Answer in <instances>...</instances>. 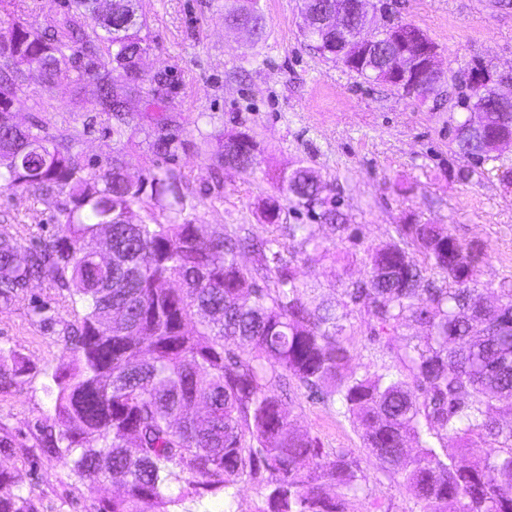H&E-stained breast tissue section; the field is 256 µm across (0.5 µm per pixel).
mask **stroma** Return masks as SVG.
<instances>
[{
  "instance_id": "1",
  "label": "stroma",
  "mask_w": 512,
  "mask_h": 512,
  "mask_svg": "<svg viewBox=\"0 0 512 512\" xmlns=\"http://www.w3.org/2000/svg\"><path fill=\"white\" fill-rule=\"evenodd\" d=\"M69 0H24L21 20L32 32L49 34L68 12ZM147 16L144 70L161 75L164 87L140 83L128 98L123 136L96 101L102 73L80 75L74 67L57 73L49 86L16 85L11 111L17 123L41 122L63 136L80 162L104 167L120 157L131 178L167 169L181 173L185 220L221 233L245 225L257 238L282 236L285 225L314 224L326 256L298 262L300 282L318 300L343 315L356 373L378 370L383 356L371 340L367 316L353 310L347 286L367 274L366 251L390 241L395 227L410 220L443 224L462 244H481L487 254L480 276L488 303L512 287V147L480 174L463 181L456 153L455 77L468 64L512 66V7L495 0H395L401 20L423 30L438 46L445 74L424 99L401 96L393 87L364 82L342 64L312 50L300 31L301 0H260L265 36L251 44L245 32L225 28L224 0H141ZM245 132L259 148L253 174L219 167L226 134ZM172 140L170 152L158 139ZM317 171L336 188L356 242H341L329 226L306 210L287 211L278 224L264 223L262 204L275 194V176L297 165ZM67 197L0 187V234L38 240L65 219ZM75 314L50 284L37 281L26 296L0 307V348L24 357L31 370L22 383L0 392V426L13 436L10 456L0 466L13 476L12 489L33 494L39 512H97L101 501L121 494L123 484L107 479L95 490L70 472L63 458L34 452L42 429L56 428L44 391L62 362L64 337ZM288 422L298 433L327 448L358 457L367 474L355 512H413L414 500L397 475L383 473L370 455L361 424L337 406L310 399L305 389L288 395ZM260 490L240 483L231 495H209L188 512H255Z\"/></svg>"
}]
</instances>
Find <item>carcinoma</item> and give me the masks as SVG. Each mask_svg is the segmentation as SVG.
<instances>
[{
    "label": "carcinoma",
    "mask_w": 512,
    "mask_h": 512,
    "mask_svg": "<svg viewBox=\"0 0 512 512\" xmlns=\"http://www.w3.org/2000/svg\"><path fill=\"white\" fill-rule=\"evenodd\" d=\"M83 14L65 19L66 35L12 28L0 47V182L7 189L66 194L64 223L27 246L0 235V304L24 297L42 279L81 310L65 336L64 360L45 386L58 431H43L38 447L63 457L71 473L93 490L121 478L124 491L100 512H178L185 501L226 493L247 480L264 490L256 512H349L367 475L351 455L324 447L289 426L273 387L292 381L310 396L359 420L370 453L402 475L420 512H512V289L488 304L480 288L486 253L464 246L441 224H398L397 238L368 250L365 278L346 289L351 303L388 337L407 375L382 366L357 375L344 336V316L298 284V270L282 255L324 251L310 224L285 226L288 243L256 240L243 228L219 235L206 225L153 219L132 224L128 214L148 198L161 211L185 206L182 176L151 174L134 181L116 157L104 169H86L42 126L19 131L5 109L17 82H50L51 66L90 74L112 64L121 86L103 82L97 103L121 119L125 90L133 89L147 27L136 0H117L110 24ZM238 18L252 36H264L260 0H227L224 19ZM402 24L378 31L380 52ZM364 23L340 39L338 56L323 31L310 47L341 62L366 82H386L374 69L350 61ZM491 72L481 62L463 72L459 103L486 101L481 132L455 126L459 154L474 165L497 156L489 135L512 134L508 111L495 100L496 83L470 88L469 73ZM222 164L243 173L257 164V144L245 132L224 138ZM265 202L266 223L280 220V198L293 208L320 207L318 221L341 234L347 215L319 175L300 164L276 179ZM257 253L255 266L239 262ZM420 253L426 268L413 257ZM411 321L422 336L398 333ZM30 366L0 349V389L17 385ZM446 434L465 442H492L503 455L462 462L456 449L442 459L426 437ZM418 453L411 457L407 443ZM0 470V512H37L34 496L13 492Z\"/></svg>",
    "instance_id": "cac0c4a2"
}]
</instances>
